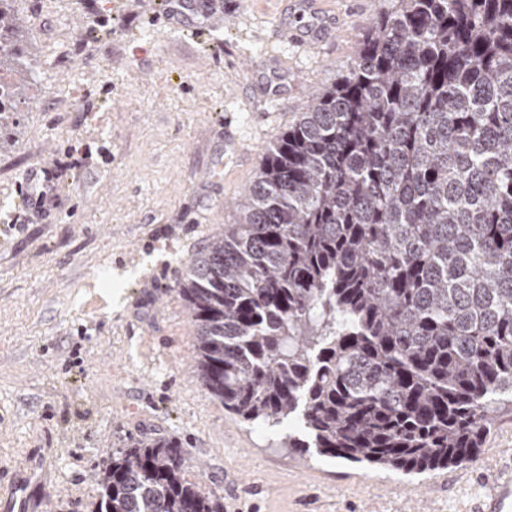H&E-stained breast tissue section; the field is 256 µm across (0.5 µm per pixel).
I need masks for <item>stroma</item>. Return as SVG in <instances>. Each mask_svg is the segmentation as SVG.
I'll return each mask as SVG.
<instances>
[{
    "instance_id": "35a3bbf8",
    "label": "stroma",
    "mask_w": 512,
    "mask_h": 512,
    "mask_svg": "<svg viewBox=\"0 0 512 512\" xmlns=\"http://www.w3.org/2000/svg\"><path fill=\"white\" fill-rule=\"evenodd\" d=\"M304 2L217 0L223 22L199 29L158 21L162 0L14 10L32 72L0 132V487L50 455L24 488L30 512H92L108 456L154 436L180 444L186 479L224 512H475L512 478V402L491 405L477 461L405 476L281 447L193 373L175 291L187 262L237 222L267 146L389 4L323 0L335 31L316 38ZM44 164L58 172L48 223L19 193Z\"/></svg>"
}]
</instances>
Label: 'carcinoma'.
Returning <instances> with one entry per match:
<instances>
[{"label":"carcinoma","mask_w":512,"mask_h":512,"mask_svg":"<svg viewBox=\"0 0 512 512\" xmlns=\"http://www.w3.org/2000/svg\"><path fill=\"white\" fill-rule=\"evenodd\" d=\"M236 207L177 288L210 396L294 419L300 452L403 474L473 461L512 395V0H390ZM187 465L165 437L112 454L94 512H224Z\"/></svg>","instance_id":"carcinoma-1"}]
</instances>
